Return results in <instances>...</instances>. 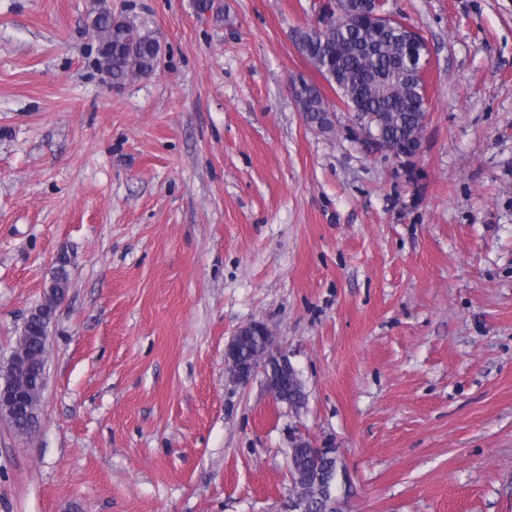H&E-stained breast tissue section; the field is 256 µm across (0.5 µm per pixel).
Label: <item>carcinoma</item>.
Masks as SVG:
<instances>
[{
	"instance_id": "cac0c4a2",
	"label": "carcinoma",
	"mask_w": 512,
	"mask_h": 512,
	"mask_svg": "<svg viewBox=\"0 0 512 512\" xmlns=\"http://www.w3.org/2000/svg\"><path fill=\"white\" fill-rule=\"evenodd\" d=\"M91 27L98 41L99 64L114 85L132 76L154 72L161 60V42L152 22L138 14L116 15L104 3L92 18ZM403 47L394 30L370 26L354 32L336 28L318 37L317 51L310 62L331 87H337L341 100L358 110L375 115L389 142L409 141L422 130L421 101L416 86L402 68ZM55 313L51 307L41 317L27 319L18 337L30 361L26 373L12 360L0 365V385L14 383L26 390L33 416L40 413L44 385L40 368L47 362L48 339L42 338L45 326Z\"/></svg>"
}]
</instances>
